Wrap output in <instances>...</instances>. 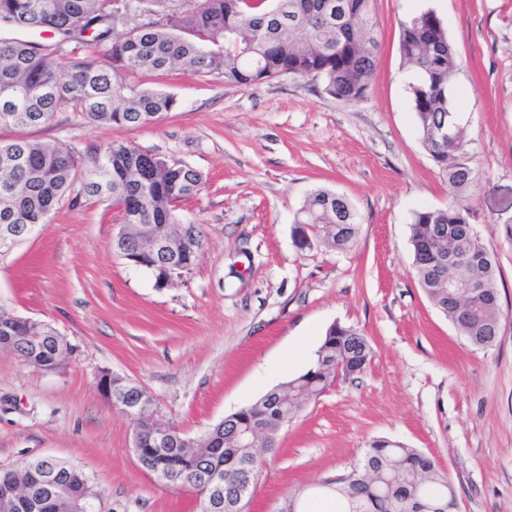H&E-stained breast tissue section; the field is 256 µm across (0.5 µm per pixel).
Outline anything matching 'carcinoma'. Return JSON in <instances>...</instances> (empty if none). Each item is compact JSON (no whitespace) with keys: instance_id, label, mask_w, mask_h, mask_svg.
I'll return each instance as SVG.
<instances>
[{"instance_id":"obj_1","label":"carcinoma","mask_w":512,"mask_h":512,"mask_svg":"<svg viewBox=\"0 0 512 512\" xmlns=\"http://www.w3.org/2000/svg\"><path fill=\"white\" fill-rule=\"evenodd\" d=\"M123 27L117 32V27ZM43 29L56 42L39 43L3 32ZM371 0H0V129L29 128L50 122L58 112H72L98 125L138 127L161 119L177 106L164 90L146 88L130 77L177 66L228 84L256 87L275 79L320 74L323 92L345 103L364 99L372 84L378 44L373 37ZM87 48L108 62L82 57ZM399 51L415 74L409 85L421 142L438 175L452 191L439 209L414 212L410 244L418 284L448 320L462 304L470 317L461 330L476 348L491 347L501 330L500 304L438 284L441 256L438 229L446 230L448 251L457 250L476 263V273L498 291L495 254L469 232L476 179L468 141L457 123L451 93L459 70L456 50L441 17L427 9L401 23ZM203 176L188 164L143 152L128 142L91 143L82 149L35 139H0V233L16 242L0 241V261L8 258L23 236L15 229L35 214L49 215L82 196L112 200L120 208L126 259L151 268L155 282L163 276L160 260L142 249L134 225L152 224L160 235L186 226L189 248L181 261L192 267L202 246L200 225L185 221L182 203L200 194ZM294 223L304 235L331 250L354 244L361 220L350 200L316 188L298 209ZM359 331L332 325L312 365L259 400L224 417L195 445L166 423V436L144 435L137 447L147 466L161 476L191 478L206 469L219 475L246 470L256 488L264 460L261 449L243 448L239 434L255 429L270 450L280 432L311 400L340 376L361 371L371 359L367 339ZM0 350L28 365L58 370L71 346L48 324L11 315L0 306ZM123 391V404L154 406L142 385L103 374ZM321 493L336 499V512H413L416 499L448 496V477L433 457L416 448L375 440L350 471L321 480ZM66 495L44 512H73L80 499L95 500L99 491L86 478H71Z\"/></svg>"}]
</instances>
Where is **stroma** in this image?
<instances>
[{
    "instance_id": "stroma-1",
    "label": "stroma",
    "mask_w": 512,
    "mask_h": 512,
    "mask_svg": "<svg viewBox=\"0 0 512 512\" xmlns=\"http://www.w3.org/2000/svg\"><path fill=\"white\" fill-rule=\"evenodd\" d=\"M434 10L461 61L459 125L476 172L470 222L496 255L502 330L471 347L419 287L409 243L415 211L451 192L424 149L398 51L401 21ZM379 44L372 86L348 104L311 77L234 86L175 68L144 77L174 94L165 119L94 126L69 113L24 137L84 148L129 142L201 172L188 203L203 247L181 279L113 249L121 214L90 197L54 210L0 264V306L51 325L72 352L54 372L0 351V467L52 457L83 470L102 512H198L189 488L140 465L135 426L101 395L99 371L152 394L186 437L306 371L325 330L363 334L372 358L338 378L266 454L249 512H281L298 490L321 512L320 480L387 439L432 456L460 512H512V0H372ZM326 187L361 217L344 251L299 249L295 214Z\"/></svg>"
}]
</instances>
